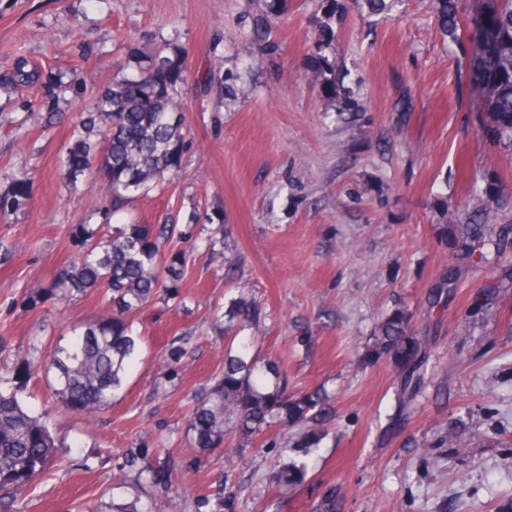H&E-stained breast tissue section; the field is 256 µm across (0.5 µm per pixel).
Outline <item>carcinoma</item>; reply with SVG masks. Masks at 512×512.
I'll use <instances>...</instances> for the list:
<instances>
[{"mask_svg": "<svg viewBox=\"0 0 512 512\" xmlns=\"http://www.w3.org/2000/svg\"><path fill=\"white\" fill-rule=\"evenodd\" d=\"M318 18L322 41L317 44V79L329 101L336 100L334 63L323 51L334 41L336 0ZM399 0H352L369 13L380 14ZM467 0H432V8L443 35L454 43L471 33L483 50L474 54L472 77H480L485 111L492 115L495 132L512 147V0H486L473 13ZM136 73L112 82L99 95L94 111L79 117L72 142L64 149L60 165L69 182L96 172L104 180L110 209L151 188L164 173L177 168L186 142L185 113L179 92L181 67L161 54L137 55ZM39 75L28 68L24 57L0 74L2 85H29ZM30 178L15 179L10 192L0 195V216L21 209L29 199ZM170 224H118L109 229L76 224L72 237L80 246L77 260L58 269L42 294L27 295L35 307L49 299L63 303L73 294L102 290L111 295L112 312L79 327L66 345L57 346L44 360L32 361L18 376L53 374L56 394L64 407L92 416L108 408L120 389L123 373L135 352L131 317L159 296L174 299L179 294L186 263L185 253L164 251L172 235ZM462 246L479 259L487 258L492 236L481 224H465L460 230ZM229 313L240 324L255 321L258 304L244 296L232 300ZM410 320L403 312L387 317L376 336L373 353L385 356L396 370L402 391L420 383L425 343L409 333ZM182 336L163 360L164 374L177 375L184 345ZM23 384L0 386V491L10 498L27 488L53 458L55 439L41 415L25 404ZM330 415L327 395L315 390L288 393V384L274 361H261L244 352L226 353L224 370L189 411L188 431L201 452L221 450L229 457L245 447L272 424L302 431L298 448H313L318 430ZM130 465L155 485L167 484V466L160 458L133 455ZM305 466L284 462L276 472V483L292 488L304 477Z\"/></svg>", "mask_w": 512, "mask_h": 512, "instance_id": "1", "label": "carcinoma"}]
</instances>
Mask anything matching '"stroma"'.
Returning a JSON list of instances; mask_svg holds the SVG:
<instances>
[{"instance_id": "1", "label": "stroma", "mask_w": 512, "mask_h": 512, "mask_svg": "<svg viewBox=\"0 0 512 512\" xmlns=\"http://www.w3.org/2000/svg\"><path fill=\"white\" fill-rule=\"evenodd\" d=\"M321 0H0V72L25 56L38 87L0 88V194L29 174L26 206L0 222V379L72 337L111 305L101 292L67 306L24 297L79 254L75 224H101L102 182L59 170L79 113L135 54L164 51L184 71L192 130L178 168L113 221L223 225L216 250L187 252L182 304L132 317L137 342L111 406L65 411L44 375L27 406L62 441L11 512H88L139 500L151 512H512V235L493 262L459 247L456 225H512V149L499 143L470 77L472 45L452 43L428 0L389 15L337 14L329 53L349 104L325 108L316 79ZM265 16L266 41H250ZM218 81L209 82L211 69ZM248 293L262 312L236 338L218 324ZM411 317L426 340L422 382L402 396L387 359L369 361L383 318ZM190 343L176 377L162 358ZM279 362L294 391L324 388L331 418L302 481L272 479L295 432L274 426L232 458L204 454L187 430L194 400L226 351ZM172 449L159 488L125 462Z\"/></svg>"}]
</instances>
